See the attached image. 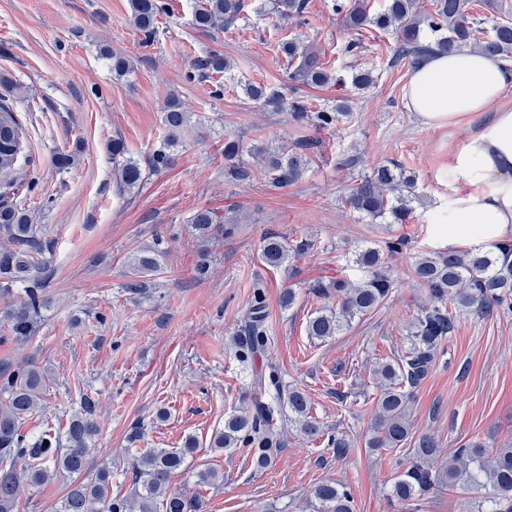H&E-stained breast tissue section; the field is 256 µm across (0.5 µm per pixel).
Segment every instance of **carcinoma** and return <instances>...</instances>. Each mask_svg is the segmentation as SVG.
I'll return each mask as SVG.
<instances>
[{
    "mask_svg": "<svg viewBox=\"0 0 512 512\" xmlns=\"http://www.w3.org/2000/svg\"><path fill=\"white\" fill-rule=\"evenodd\" d=\"M486 6L499 15L491 30L482 19L468 12V0H434L433 9L420 11L416 0H387L384 9L370 12L366 6L352 0H331L332 12L342 25L358 32L370 25L382 31L397 33L396 56L413 66L435 53H455L465 48L485 55L512 61V11L497 0H487ZM244 0H202L193 15V25L202 30L225 29L240 17ZM132 23L150 39L156 33L158 17L165 13L162 0H130ZM272 10L284 20L305 21L307 0H272ZM285 57L288 81L291 84L324 85L332 76L320 57L308 46L285 39L279 43ZM245 94L254 102L275 110L288 106L293 121L316 130H330L347 113L340 108L313 110L302 96L285 99L277 87L262 84L244 85ZM190 123L188 113L180 110L176 99L168 102L164 113L167 135L152 158L154 167L167 165L170 151L178 146L181 133ZM319 142L304 139L287 154L269 148L253 147L251 154L267 161L269 185L286 188L302 177ZM25 143L22 127L15 110L0 104V176L13 174ZM112 159L118 188L129 191L143 180L137 161L128 156L125 143L112 140ZM243 152L241 140H224V160L227 174L233 178L246 174L234 164ZM418 198L413 178L398 179L391 167L380 165L360 179L347 196V204L355 211L374 218L389 213L396 224H405L413 216L412 203ZM191 223L205 234L215 228L218 220L209 210L197 211ZM0 232L11 240L13 247L0 250V295H11L13 286L26 277L32 281L27 299L8 304L3 313L10 322L11 333L21 343L32 339L35 318L46 300L41 295V283L34 276L42 263L43 244L37 238L28 212L16 202L0 200ZM309 243L302 240L288 248L274 234L263 243L261 257L270 267H281L290 253H303ZM365 268V278L351 284L336 280L329 284L317 282L310 286L313 295L336 299V306L323 307L313 313L306 324L308 336L325 340L337 333L349 321L377 309L392 290V283L382 272L380 251L368 248L357 256ZM158 265L146 249L130 265L133 280L126 288L140 293L146 288L143 277L157 272ZM414 276L423 287L431 304L416 316L410 331V347L402 356L380 363L374 373L381 380L380 394L368 442L371 448H399L414 439L412 457L394 478L390 496L410 512H420L431 495L442 490H459L474 496L478 503L490 505L488 512H512V447L498 448L490 455L484 445L469 441L441 457L437 442L428 434L413 437L409 405L414 391L434 370L445 344L453 337L465 312L488 315L495 310L512 309V242L504 240L495 251H438L415 259ZM266 312L262 297L254 299L247 314L242 346L237 357L247 366L252 356L267 341ZM48 373L45 368L29 362L23 368L0 366V512H16L19 487L23 482L42 486L58 478L69 481V489L60 512H199V502L171 488L172 479L183 467L186 458L196 449L190 437L181 448H156L130 463L134 486L132 496L112 495V470L101 468L89 472V457L93 452L98 426L94 405L85 399L73 414L62 437L46 432L34 441L21 433V420L39 408ZM274 389L278 396L264 400L259 393ZM251 408L224 418V429L215 432L211 447L239 448L252 454L259 468L272 459L270 434L273 421L283 408L294 415L300 431L314 437L319 425L309 416L308 400L298 390L280 393L279 376L274 370L255 381ZM336 458L343 459L351 451L352 442L344 433L328 438ZM306 512H355L350 491L343 485L328 482L316 485L305 502Z\"/></svg>",
    "mask_w": 512,
    "mask_h": 512,
    "instance_id": "1",
    "label": "carcinoma"
}]
</instances>
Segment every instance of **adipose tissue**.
<instances>
[{
  "label": "adipose tissue",
  "instance_id": "1",
  "mask_svg": "<svg viewBox=\"0 0 512 512\" xmlns=\"http://www.w3.org/2000/svg\"><path fill=\"white\" fill-rule=\"evenodd\" d=\"M512 65L477 51L435 54L403 88L409 111L428 127L466 129L441 173L448 199L435 206L445 245L493 251L512 232Z\"/></svg>",
  "mask_w": 512,
  "mask_h": 512
}]
</instances>
